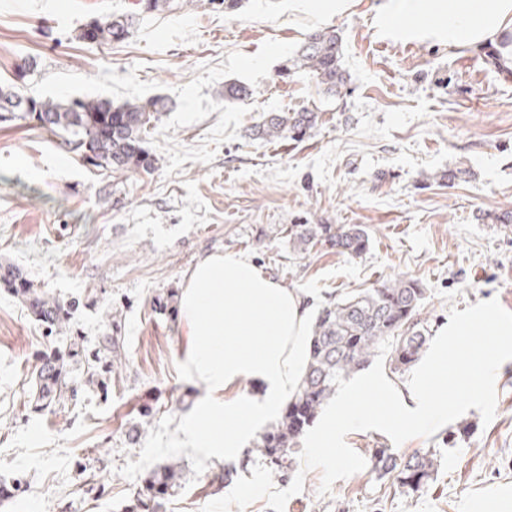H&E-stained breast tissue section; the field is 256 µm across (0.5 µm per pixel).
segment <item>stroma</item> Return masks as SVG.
Wrapping results in <instances>:
<instances>
[{
  "mask_svg": "<svg viewBox=\"0 0 512 512\" xmlns=\"http://www.w3.org/2000/svg\"><path fill=\"white\" fill-rule=\"evenodd\" d=\"M181 2L149 12L142 0H0V83L27 62L23 96L168 101L145 138L148 173L94 166L28 122L0 123V263L72 308L51 332L0 290V512H125L171 461L182 472L167 512L212 500L224 458L178 444L196 393L180 366L179 296L209 252L245 254L321 306L417 279L435 333L451 310L480 301L512 311V227L496 221L512 212V65L432 37L381 40L380 0H242L231 15L222 0ZM120 16L133 21L125 41L78 40L91 20ZM318 26L342 37L347 82L334 95L306 72L278 76ZM229 82L252 98L225 101ZM304 108L319 115L309 138L256 137L268 113ZM456 168L461 178L448 180ZM292 224H362L370 246L357 257L326 245L300 255L288 247ZM108 334L122 365L89 374ZM74 341L76 397L35 410L38 358ZM496 389L487 425L473 408L397 447L375 430L347 435L364 457L438 449L425 494L384 497L365 469L322 496L312 469L285 512H470L487 486L512 485V361Z\"/></svg>",
  "mask_w": 512,
  "mask_h": 512,
  "instance_id": "35a3bbf8",
  "label": "stroma"
}]
</instances>
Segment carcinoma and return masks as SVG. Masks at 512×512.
<instances>
[{"label": "carcinoma", "instance_id": "obj_1", "mask_svg": "<svg viewBox=\"0 0 512 512\" xmlns=\"http://www.w3.org/2000/svg\"><path fill=\"white\" fill-rule=\"evenodd\" d=\"M93 24L98 44L122 41L130 34L127 17L95 20ZM293 68L308 72L326 91H338L346 83L340 34L330 28L314 29L296 52ZM252 95L245 85H224L227 101H244ZM33 102L40 121L37 128L66 135L69 146L91 151L112 170L139 173L154 168L155 160L144 148V140L156 127L160 114L168 109L164 98L118 105L98 98L57 101L35 97ZM9 107L20 110L18 119H28L15 86H1L0 110ZM318 119L313 111L272 112L258 134L270 140L302 139L316 128ZM288 244L300 253L327 244L338 253L358 256L368 249L370 236L361 224H292L288 226ZM0 283L47 328L60 329L68 323L69 310L19 269L1 265ZM424 295L418 280L398 276L323 307L311 328L307 366L299 387L281 418L260 435L249 455L264 459L281 479L291 478L299 439L336 395L338 385L332 380L333 374L347 379L362 370L378 355V346L385 339L393 340L388 355L392 374L403 375L419 360L431 332L428 318L421 317ZM69 395L75 396V388L69 379L67 356L60 352L43 355L34 371L32 404L40 411H50ZM371 460L372 472L387 489L410 496L429 489L441 456L436 449L427 448L401 459L390 448H377ZM179 479L178 464L155 467L130 512H164L165 496Z\"/></svg>", "mask_w": 512, "mask_h": 512}]
</instances>
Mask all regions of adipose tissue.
I'll use <instances>...</instances> for the list:
<instances>
[{"label": "adipose tissue", "mask_w": 512, "mask_h": 512, "mask_svg": "<svg viewBox=\"0 0 512 512\" xmlns=\"http://www.w3.org/2000/svg\"><path fill=\"white\" fill-rule=\"evenodd\" d=\"M377 26L393 39L431 35L452 49L478 48L512 38V0H384ZM314 307L245 255L215 252L196 264L180 297L182 365L201 388L184 447L231 456L275 417L303 376ZM247 380L256 389L243 400L237 390Z\"/></svg>", "instance_id": "adipose-tissue-1"}]
</instances>
